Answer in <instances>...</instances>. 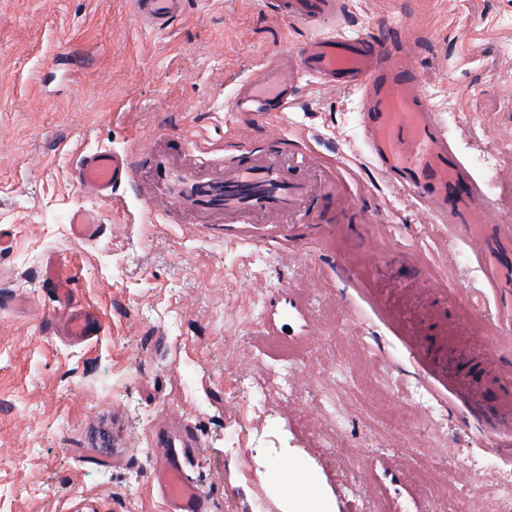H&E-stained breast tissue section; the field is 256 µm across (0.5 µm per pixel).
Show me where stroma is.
<instances>
[{
    "label": "stroma",
    "mask_w": 512,
    "mask_h": 512,
    "mask_svg": "<svg viewBox=\"0 0 512 512\" xmlns=\"http://www.w3.org/2000/svg\"><path fill=\"white\" fill-rule=\"evenodd\" d=\"M340 21L418 42L425 92L464 162L512 144V0H345ZM311 36L262 0H185L160 32L132 0H0V227L12 231L0 296L33 299L0 306V512H170L153 478L162 453L205 512H294L283 464L310 478L324 512H376L367 471L381 453L405 461L407 480L433 474L429 512H503L505 460L464 424V392L420 369L455 353L436 333L425 268L481 301L464 241L368 161L357 92L309 84L280 114L230 110L240 83ZM244 126L285 129L354 200L346 213L322 206L304 249L253 244L220 217H149L125 186L86 197L59 149L127 151L174 133L221 158ZM78 208L98 210L106 232L74 239ZM50 255L100 317L88 344L46 324ZM274 288L306 314L276 339L261 322ZM385 299L410 310L425 355L385 319Z\"/></svg>",
    "instance_id": "stroma-1"
}]
</instances>
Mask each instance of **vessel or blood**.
<instances>
[{
  "label": "vessel or blood",
  "instance_id": "1",
  "mask_svg": "<svg viewBox=\"0 0 512 512\" xmlns=\"http://www.w3.org/2000/svg\"><path fill=\"white\" fill-rule=\"evenodd\" d=\"M276 15L313 28L316 34L286 62H269L248 79L231 99L232 111L257 116L287 109L295 88L314 81L360 94V126L370 159L394 183L416 195L432 222L463 234L469 261L484 271L487 286L497 299L494 319L497 336L484 345L477 372L466 394L468 412L494 433L491 445L512 458V442L497 440L512 427V364L502 352L512 346V300L505 298V270L512 255V225L503 223L498 206L488 200L457 156L434 108L422 90V78L411 59L414 44L390 45L336 30L323 32L326 20L339 16L342 0H265ZM137 15L148 27L162 30L179 16L184 0H134ZM288 135L273 130L261 145L246 146L241 158L218 162L194 157L176 160L153 146L145 152L152 182L140 179L134 153L100 147L78 150L71 178L84 193L111 199L114 189L130 187L137 203L150 215L171 211L185 214L220 213L228 224H261L268 235L306 243L303 231L324 201L338 207L334 179L315 169L304 152L284 150ZM74 238L100 235V214L80 208L69 218ZM43 281L53 295L55 328L78 345L101 331L97 314L72 302L69 277L53 259H46ZM402 460L378 456L371 466L381 512H399L391 486L400 484ZM162 494L174 512H202L204 498L180 466L162 468Z\"/></svg>",
  "mask_w": 512,
  "mask_h": 512
}]
</instances>
